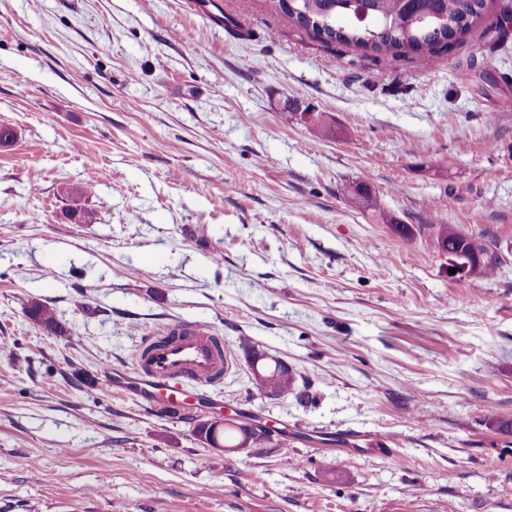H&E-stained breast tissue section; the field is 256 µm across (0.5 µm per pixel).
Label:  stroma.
I'll return each mask as SVG.
<instances>
[{
	"mask_svg": "<svg viewBox=\"0 0 512 512\" xmlns=\"http://www.w3.org/2000/svg\"><path fill=\"white\" fill-rule=\"evenodd\" d=\"M507 2L428 66L325 46L266 0H211L244 38L194 0H0V512H512ZM442 224L496 272L451 273ZM180 322L222 336L216 390L269 447L107 386ZM257 352L314 403L261 395ZM437 249L448 256H465L470 255L479 256L483 260L480 274H491L496 270L495 261L492 258L484 260V255L487 253V246L483 241L473 236H467L459 231L448 227L447 225H440L437 230L436 237ZM28 317L37 326L54 336H64L66 327L56 319L53 310L41 303H34L28 310ZM214 429L217 430L223 426L222 422L214 421ZM199 434L204 435L205 440L213 447L217 443L224 448H266L272 440V432L263 426L252 425L244 420L239 422L233 418L231 423H226L223 428L215 431L208 423H200L197 426Z\"/></svg>",
	"mask_w": 512,
	"mask_h": 512,
	"instance_id": "35a3bbf8",
	"label": "stroma"
}]
</instances>
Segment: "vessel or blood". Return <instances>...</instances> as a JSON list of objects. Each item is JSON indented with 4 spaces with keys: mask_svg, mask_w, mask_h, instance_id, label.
<instances>
[{
    "mask_svg": "<svg viewBox=\"0 0 512 512\" xmlns=\"http://www.w3.org/2000/svg\"><path fill=\"white\" fill-rule=\"evenodd\" d=\"M228 366L223 339L210 326L173 324L145 336L131 367L113 371L108 384L169 414L205 411Z\"/></svg>",
    "mask_w": 512,
    "mask_h": 512,
    "instance_id": "1",
    "label": "vessel or blood"
}]
</instances>
